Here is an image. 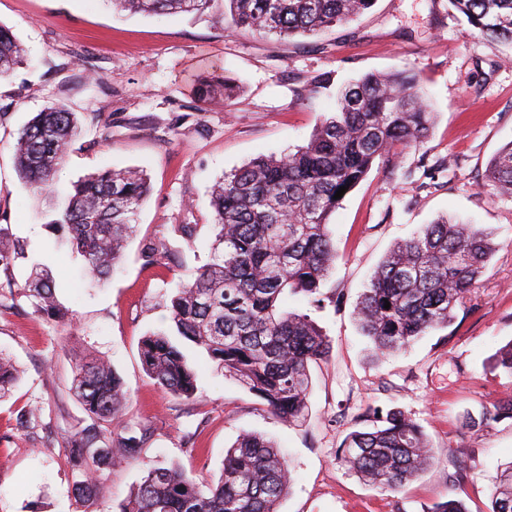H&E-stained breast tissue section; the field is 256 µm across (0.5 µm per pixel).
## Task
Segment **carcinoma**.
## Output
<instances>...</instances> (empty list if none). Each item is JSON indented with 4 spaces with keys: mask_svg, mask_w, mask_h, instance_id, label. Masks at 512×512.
Here are the masks:
<instances>
[{
    "mask_svg": "<svg viewBox=\"0 0 512 512\" xmlns=\"http://www.w3.org/2000/svg\"><path fill=\"white\" fill-rule=\"evenodd\" d=\"M120 10L147 15L202 12L211 0H109ZM227 29L280 39L314 36L348 24L375 0H226ZM472 30L512 46V0H449ZM23 50L0 25V78L22 62ZM239 86L224 76L206 82L200 98L233 99ZM428 110L419 75L396 71L367 74L345 83L337 108L306 145L294 152L256 158L217 180L209 192L211 260L181 281L169 299L171 328L206 351L224 373L288 422L308 414L310 364L324 359L330 340L305 313L285 311L283 296L302 293L320 306L324 282L335 270L331 218L342 186L354 190L376 162L417 149L429 136ZM80 118L60 104L36 113L17 133L13 150L19 174L37 197L54 193V177L65 163ZM486 185L512 196V142L489 161ZM150 189L139 168H107L75 184L57 203L50 226L59 243L79 256L91 283L121 262L137 214ZM496 251L492 233L475 224L441 217L394 246L380 261L355 305V320L373 361L407 349L421 337L448 327L454 310L485 273ZM27 258L24 247L0 226V267L8 274ZM27 298L34 312L69 320L48 274L9 289ZM390 308H384L385 303ZM144 370L169 394L192 399L197 374L165 329L143 337ZM512 376V342L494 356ZM18 379L0 357V397ZM72 390L94 422L119 434L101 446L102 432L87 427L68 441L79 479L74 494L96 497V471L115 458H140L144 440L129 423L128 392L110 364L99 359L75 364ZM512 419V396L492 411L467 417L470 428ZM365 427L347 434L337 451L342 467L373 486L398 490L424 470L432 447L420 425L399 408L374 407L361 416ZM291 486L290 469L275 442L246 433L224 456L218 483L201 485L179 465L152 466L113 512H279ZM488 512H512V465L500 476Z\"/></svg>",
    "mask_w": 512,
    "mask_h": 512,
    "instance_id": "1",
    "label": "carcinoma"
}]
</instances>
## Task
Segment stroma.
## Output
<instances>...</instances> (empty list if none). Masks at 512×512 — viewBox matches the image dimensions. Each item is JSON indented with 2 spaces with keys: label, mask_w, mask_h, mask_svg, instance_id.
<instances>
[{
  "label": "stroma",
  "mask_w": 512,
  "mask_h": 512,
  "mask_svg": "<svg viewBox=\"0 0 512 512\" xmlns=\"http://www.w3.org/2000/svg\"><path fill=\"white\" fill-rule=\"evenodd\" d=\"M0 25L25 51V63L0 79V212L28 257L0 284L24 285L30 259L45 263L71 321L34 313L26 298L0 307V354L21 378L0 399V512H112L154 465H179L197 482H217L224 452L244 433L271 437L292 483L280 512H429L454 498L485 512L512 464V419L474 430L466 412L492 409L512 394V376L492 366L512 341V198L485 183L490 159L512 142V47L471 34L449 0H376L372 9L321 38L290 41L231 33L224 0L201 14L143 16L106 0H0ZM417 73L435 114L432 133L399 167L379 162L337 209L330 230L336 268L325 291L339 303L310 306L287 294L282 307L306 312L331 341L311 364L305 422L288 424L224 375L200 348L184 345L198 373L196 399L173 397L144 370L142 338L168 326V298L210 260L207 191L224 173L260 156L305 145L336 107V84L366 73ZM328 75L332 86L308 94ZM235 80L230 105L202 107L199 83ZM77 112L82 134L57 175L59 190L110 167L146 170L150 191L136 235L110 279L90 286L78 260L55 237L17 172V130L44 107ZM448 162L434 178L420 164ZM489 229L496 252L448 329L405 352L372 362L353 318L373 269L398 242L439 216ZM200 225L196 244L171 232ZM165 245L164 264H147V245ZM107 360L126 383L127 413L144 438L136 460H113L97 477L94 503L75 497L78 473L67 440L91 420L70 391L86 353ZM397 407L422 427L429 466L390 492L364 483L336 462L346 435L367 408ZM37 416L20 424V415Z\"/></svg>",
  "instance_id": "1"
}]
</instances>
